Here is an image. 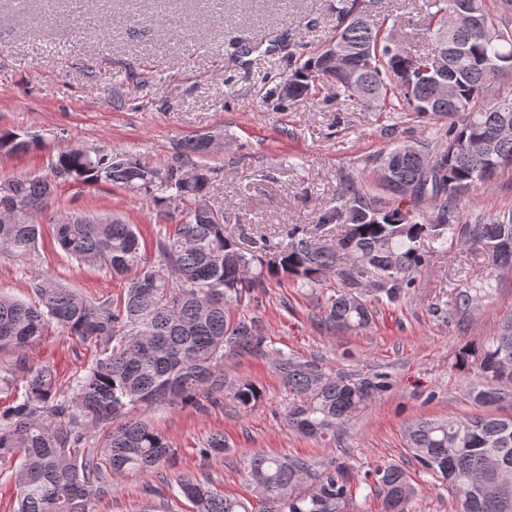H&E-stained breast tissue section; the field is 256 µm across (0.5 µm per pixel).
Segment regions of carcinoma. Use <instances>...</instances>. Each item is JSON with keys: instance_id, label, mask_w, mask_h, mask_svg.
Returning <instances> with one entry per match:
<instances>
[{"instance_id": "cac0c4a2", "label": "carcinoma", "mask_w": 512, "mask_h": 512, "mask_svg": "<svg viewBox=\"0 0 512 512\" xmlns=\"http://www.w3.org/2000/svg\"><path fill=\"white\" fill-rule=\"evenodd\" d=\"M378 0H338L336 33L321 47L300 53L288 75L271 89L280 103L294 105L314 94L318 78L372 112L394 119L411 112L425 120H448L445 135L413 142L404 154L395 145L369 157V178L386 169L390 179L356 176L342 183L339 204L321 210L318 223L343 224L340 237L322 246L305 226L285 233L291 247L270 268L311 287L328 275L341 285L325 299L323 317L332 327L360 330L372 320L367 297L390 302L417 286L429 248L469 247L473 259L493 251V263L512 271V214H484L461 222L462 198L512 169V93L500 80L512 71V0L492 17L483 0H465L476 27L452 21L458 0H427V54L403 50L395 29L369 20ZM495 136L494 153H484L482 137ZM37 140L0 133V152L26 154ZM211 151L203 137L190 135L175 164L149 163L119 151L65 149L49 172L32 171L0 181L8 200L0 215V254L37 260L42 211L65 182L124 187L156 204L179 199L181 218L158 231L155 255L141 252L139 231L117 215H71L56 224L61 249L77 262L117 275H131L125 295L97 303L65 286L49 271L30 270L33 299L0 294V349L14 361L0 368V394L12 404L0 407V465H10L15 512H92L95 501L112 492V477L126 471L149 475L172 455L167 438L141 419L127 417L137 407L217 404L224 394V356L264 355L259 321L232 317L227 305L244 302L265 287L260 252L266 241L247 250L214 212L208 194L215 170L193 161ZM491 286L474 284L452 296L459 320L469 319ZM94 345L95 362L63 385L50 362L32 364L30 346L49 329ZM461 364L475 367L482 381L469 395L480 406H512V317L497 335L465 349ZM293 401L288 427L322 438L336 430L379 391L377 377L349 379L321 366L276 357ZM260 398L250 382L232 389L243 410ZM105 428L101 448L87 444ZM408 447L424 473L448 490L459 512H512V415L478 414L466 419H419L406 430ZM224 435H211L200 456L224 454ZM246 477L259 492L257 505L217 492L206 478L178 474L171 490L191 502L195 512H346L359 485L351 482L346 461L317 467L302 458L258 454ZM364 482L381 498V512H407L416 492L410 476L395 464L378 465Z\"/></svg>"}]
</instances>
